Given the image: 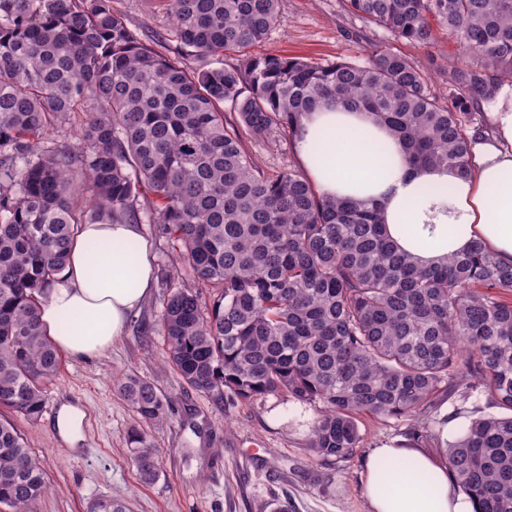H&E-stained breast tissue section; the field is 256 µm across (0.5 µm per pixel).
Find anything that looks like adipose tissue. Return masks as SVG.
<instances>
[{
    "instance_id": "ef3b65f1",
    "label": "adipose tissue",
    "mask_w": 512,
    "mask_h": 512,
    "mask_svg": "<svg viewBox=\"0 0 512 512\" xmlns=\"http://www.w3.org/2000/svg\"><path fill=\"white\" fill-rule=\"evenodd\" d=\"M492 141L475 144L467 176L445 168L409 170L401 144L361 112L320 107L304 122L296 151L309 181L324 195L376 201L387 232L423 264L482 242L512 264V89L493 106ZM449 189L447 209L422 186ZM153 246L139 225L83 224L70 262L40 305V321L60 352L89 360L123 336L155 285ZM361 486L371 512H473L448 470L416 448L388 442L368 458Z\"/></svg>"
}]
</instances>
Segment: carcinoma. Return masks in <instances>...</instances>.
I'll return each instance as SVG.
<instances>
[{
	"label": "carcinoma",
	"instance_id": "1",
	"mask_svg": "<svg viewBox=\"0 0 512 512\" xmlns=\"http://www.w3.org/2000/svg\"><path fill=\"white\" fill-rule=\"evenodd\" d=\"M177 51L141 41L113 0H0V409L37 419L60 354L40 319L77 226L148 214L177 244L199 290L169 286L159 326L183 382L236 405L286 394L317 411L309 448L344 461L359 419L407 422L417 437L438 401L484 397L494 412L448 442V475L473 512H512V266L479 243L424 265L386 235L378 205L320 193L304 171L269 173L247 137L292 144L304 116L336 105L370 114L412 168L468 174L489 128L469 112L512 79V0H347L393 38L429 46L440 31L469 63L448 100L387 48L319 64L275 54L195 71L191 56L243 53L281 23L279 0H162ZM240 122H227L224 106ZM86 115L72 146L50 138ZM119 389L142 482L160 471L147 427L167 398L127 376ZM46 473L0 418V512H33ZM88 512H131L93 499Z\"/></svg>",
	"mask_w": 512,
	"mask_h": 512
}]
</instances>
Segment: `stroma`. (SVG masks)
<instances>
[{"label": "stroma", "instance_id": "35a3bbf8", "mask_svg": "<svg viewBox=\"0 0 512 512\" xmlns=\"http://www.w3.org/2000/svg\"><path fill=\"white\" fill-rule=\"evenodd\" d=\"M143 42L172 27L160 0H114ZM281 24L252 55L303 57L321 64L365 58L381 45L415 60L431 89L447 97L450 67L465 63L451 40L438 37L422 47L394 40L385 30L353 15L346 0H280ZM244 147L266 170L299 167L288 140L246 139ZM155 287L124 336L88 361L63 357L57 378L46 388V407L34 421L13 416L15 427L43 466L48 492L35 512H86L89 501L111 496L128 501L132 512H267L272 497L287 500L289 512H370L360 486L374 448L404 437L405 422L362 418V442L344 462L317 460L308 445L313 407L281 395L234 406L186 386L168 364L160 331L143 334L140 321L157 323L169 284L192 285L178 269L172 244L155 240ZM132 375L164 393L172 409L153 430L160 476L142 483L129 460L126 432L136 415L117 383ZM83 413L82 440L63 441L55 426L62 405Z\"/></svg>", "mask_w": 512, "mask_h": 512}]
</instances>
